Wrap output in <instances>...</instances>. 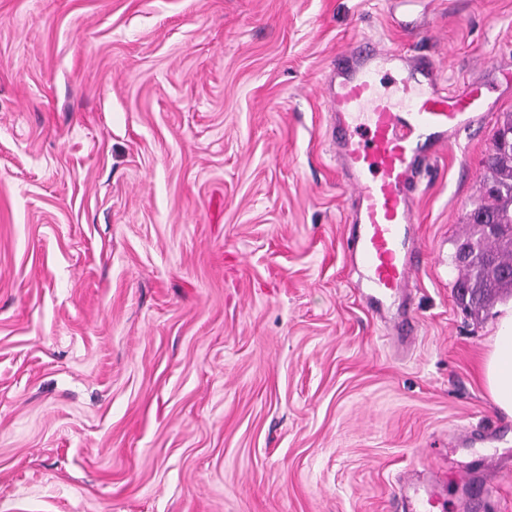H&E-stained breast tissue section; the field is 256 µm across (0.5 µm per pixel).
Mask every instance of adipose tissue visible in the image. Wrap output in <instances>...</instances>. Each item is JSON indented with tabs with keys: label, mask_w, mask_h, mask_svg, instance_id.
I'll use <instances>...</instances> for the list:
<instances>
[{
	"label": "adipose tissue",
	"mask_w": 512,
	"mask_h": 512,
	"mask_svg": "<svg viewBox=\"0 0 512 512\" xmlns=\"http://www.w3.org/2000/svg\"><path fill=\"white\" fill-rule=\"evenodd\" d=\"M480 376L491 402L512 416V305L501 311Z\"/></svg>",
	"instance_id": "obj_1"
}]
</instances>
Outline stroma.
Returning <instances> with one entry per match:
<instances>
[{
  "label": "stroma",
  "mask_w": 512,
  "mask_h": 512,
  "mask_svg": "<svg viewBox=\"0 0 512 512\" xmlns=\"http://www.w3.org/2000/svg\"><path fill=\"white\" fill-rule=\"evenodd\" d=\"M493 112L415 213V343L367 308L320 88L365 39ZM512 113V0H0V512H401L512 463L452 256ZM498 466L499 460L494 456H485L475 461L471 469L467 471L466 474L458 482L461 490V496L459 502L456 503L457 510L463 512H472L470 510H473L476 507V503L469 493L471 485L476 480H479V478H481L484 473L495 469ZM440 484L437 478L423 484L416 481L413 474L409 476L403 490L411 506L407 512H446L448 500L438 491Z\"/></svg>",
  "instance_id": "stroma-1"
}]
</instances>
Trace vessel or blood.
Returning a JSON list of instances; mask_svg holds the SVG:
<instances>
[{
    "instance_id": "vessel-or-blood-1",
    "label": "vessel or blood",
    "mask_w": 512,
    "mask_h": 512,
    "mask_svg": "<svg viewBox=\"0 0 512 512\" xmlns=\"http://www.w3.org/2000/svg\"><path fill=\"white\" fill-rule=\"evenodd\" d=\"M328 139L352 190L346 250L368 290L369 309L383 315L410 298L422 253L412 240L414 202L424 165L489 110L483 87L442 88L437 66L407 53L360 43L340 55L322 87ZM498 458L485 456L459 482L458 512H473L469 490ZM409 512H447L437 482L407 478Z\"/></svg>"
}]
</instances>
